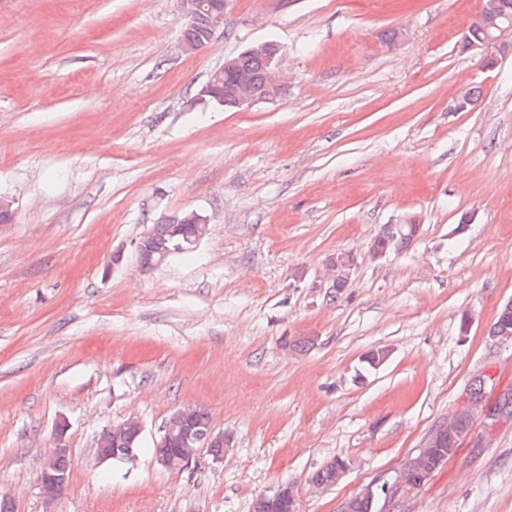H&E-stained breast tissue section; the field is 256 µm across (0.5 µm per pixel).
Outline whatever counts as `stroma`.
I'll list each match as a JSON object with an SVG mask.
<instances>
[{
    "label": "stroma",
    "instance_id": "1",
    "mask_svg": "<svg viewBox=\"0 0 512 512\" xmlns=\"http://www.w3.org/2000/svg\"><path fill=\"white\" fill-rule=\"evenodd\" d=\"M483 3L229 0L224 34L186 53L176 0H0V195L16 200L0 494L16 512H251L285 481L297 512H341L393 482L474 375L487 405L512 393V339L489 334L512 301V54L488 69L461 48ZM267 41L274 102L197 103L225 58ZM190 210L206 235L142 269L136 241ZM409 218L411 244L371 259ZM342 252L356 264L336 295L324 269ZM190 404L227 449L171 472L153 444ZM129 418L134 459L98 461V432ZM60 426L71 472L49 503L37 469ZM335 456L347 475L313 491ZM374 510L512 512V416H478L425 485ZM417 231L418 226L416 225L412 228L406 226L403 230V233L399 234L397 228H395L393 224H387L379 231L376 238L374 239L372 250L384 248L387 242L393 238L394 235H398L400 240L390 244L388 247V252L396 250L397 247L402 250L411 243L412 238L415 236Z\"/></svg>",
    "mask_w": 512,
    "mask_h": 512
}]
</instances>
